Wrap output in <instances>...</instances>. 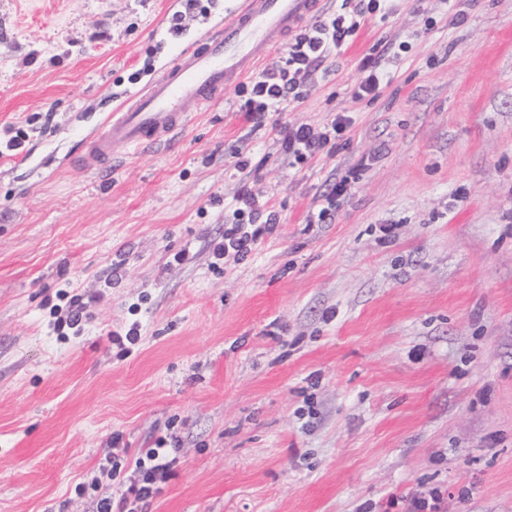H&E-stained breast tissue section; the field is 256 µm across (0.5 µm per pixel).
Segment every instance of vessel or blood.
<instances>
[{
    "mask_svg": "<svg viewBox=\"0 0 512 512\" xmlns=\"http://www.w3.org/2000/svg\"><path fill=\"white\" fill-rule=\"evenodd\" d=\"M322 0H223V26L205 25L178 48L162 74L129 95L100 132L86 138L78 167L111 163L116 148L134 151L166 142L189 114L236 85L299 23L319 14Z\"/></svg>",
    "mask_w": 512,
    "mask_h": 512,
    "instance_id": "1",
    "label": "vessel or blood"
}]
</instances>
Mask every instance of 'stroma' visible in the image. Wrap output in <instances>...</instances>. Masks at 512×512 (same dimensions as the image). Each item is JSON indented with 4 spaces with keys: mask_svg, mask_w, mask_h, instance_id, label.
I'll use <instances>...</instances> for the list:
<instances>
[{
    "mask_svg": "<svg viewBox=\"0 0 512 512\" xmlns=\"http://www.w3.org/2000/svg\"><path fill=\"white\" fill-rule=\"evenodd\" d=\"M393 7L263 124L228 88L83 172L84 138L193 19L0 0V512H94L112 457L161 436L181 451L144 512H512V0ZM380 44L391 81L354 100ZM341 113L316 155L285 150L286 126ZM246 191L277 220L216 258ZM64 292L83 320L59 332Z\"/></svg>",
    "mask_w": 512,
    "mask_h": 512,
    "instance_id": "stroma-1",
    "label": "stroma"
}]
</instances>
